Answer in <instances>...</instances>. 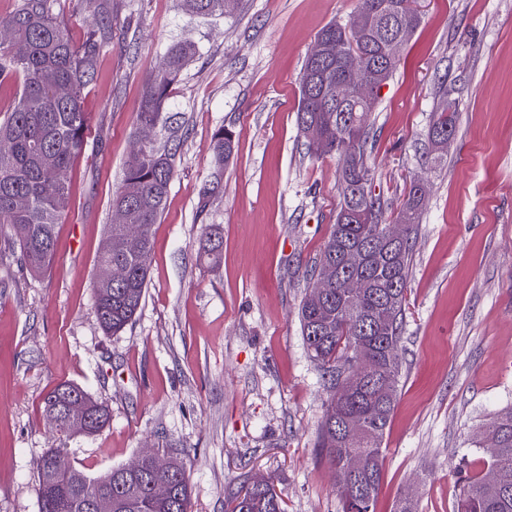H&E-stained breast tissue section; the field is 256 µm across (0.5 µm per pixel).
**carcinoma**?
I'll return each instance as SVG.
<instances>
[{
  "label": "carcinoma",
  "mask_w": 512,
  "mask_h": 512,
  "mask_svg": "<svg viewBox=\"0 0 512 512\" xmlns=\"http://www.w3.org/2000/svg\"><path fill=\"white\" fill-rule=\"evenodd\" d=\"M404 0H358V12L368 19L359 34L352 25L332 23L317 39L331 44V52L307 56L300 75L296 123L307 150L315 156L334 155L340 162V208L336 223L319 254L306 270L314 281L324 264L340 260L344 250L361 248L367 263L360 269H342L345 278H365L370 286L359 294L334 281L317 299L306 294L299 309L301 334L311 358L327 375V404L318 433L317 447L334 468L342 512H376L383 479V441L397 402L401 360V325L413 242L418 230L422 192L411 185L408 199L397 216L405 225V237L395 246L384 239L385 218L380 199L371 190L367 165L373 139L369 118L377 99L353 108L338 101L329 88L340 83L352 91L363 78L386 83L397 70L400 56L385 58L382 41L390 36L403 47L419 25L409 16ZM185 10L202 17L224 15V0H183ZM96 17L77 43L54 14L53 0H21L0 27L13 32L25 54H15L0 43V89H13V99L0 119V238L19 251L27 268L42 274L55 253L56 227L70 208L71 172L85 149L89 115L84 91L94 80L103 48L112 40V0H89ZM199 53L188 41L171 45L161 65L145 79L136 125L167 124L165 103L169 91L189 62ZM359 62L354 73L348 62ZM456 132L455 109L446 103L433 122L429 137ZM212 180L200 191L201 209L221 185L224 163L234 153L232 130L219 128L212 137ZM175 176L172 153L153 143L135 147L129 157L122 185L112 207L125 210L128 223L139 230L137 249L123 248L124 229L107 227V238L98 255L99 265H119L126 271L121 281L97 280L93 307L100 328L116 335L132 322L145 295L148 259L152 251V225L160 218ZM24 228V234L17 232ZM222 236L215 225L206 227L200 255L215 264L221 256ZM365 345L373 354L372 368L359 374L354 368L355 350ZM81 398L96 416L86 435L100 432L109 422L105 405L84 389L64 382L46 394L44 415L57 410L71 396ZM499 438L496 456L486 470L497 471V482L486 475H467L460 484L457 512H512V411L496 416L490 426ZM64 448L47 450L37 463L39 512H84V502L112 496V512H189V484L182 462L167 471L145 467L136 474L119 467L90 477L73 464L55 467ZM354 456L363 461L359 473L348 475ZM170 485L160 499L151 483ZM225 512H284L283 499L273 481L254 484L245 479L226 502Z\"/></svg>",
  "instance_id": "1"
}]
</instances>
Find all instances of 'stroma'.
I'll return each instance as SVG.
<instances>
[{"label":"stroma","instance_id":"stroma-1","mask_svg":"<svg viewBox=\"0 0 512 512\" xmlns=\"http://www.w3.org/2000/svg\"><path fill=\"white\" fill-rule=\"evenodd\" d=\"M357 0H235L221 17L180 0H112L116 24L85 109L72 207L45 274L0 251V512H39L37 462L65 448L96 477L150 449L182 461L191 512H224L243 479L264 475L286 512H339L333 471L317 447L326 392L298 307L303 276L340 206L339 161L309 155L296 125L299 78L318 32L350 23ZM420 24L370 117L372 190L387 221L411 182L427 187L407 283L399 400L385 435L377 512L418 496V512H456L459 461L492 417L512 408V0H418ZM178 40L200 53L172 86L175 178L142 306L117 336L100 329L92 284L112 196L133 149L146 74ZM456 133L435 151L442 98ZM236 148L207 211L212 136ZM219 225V265L199 256ZM109 408L92 436L53 433L41 409L58 384Z\"/></svg>","mask_w":512,"mask_h":512}]
</instances>
